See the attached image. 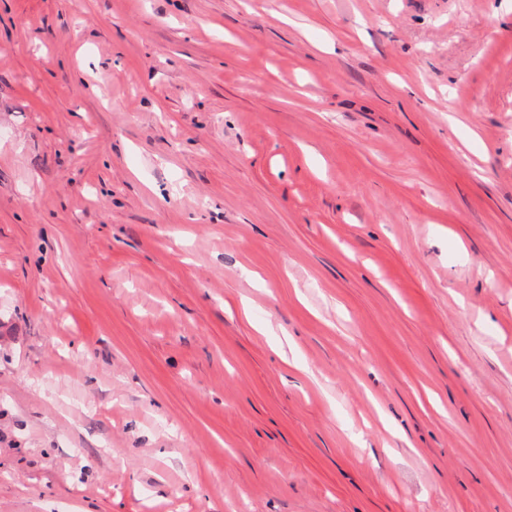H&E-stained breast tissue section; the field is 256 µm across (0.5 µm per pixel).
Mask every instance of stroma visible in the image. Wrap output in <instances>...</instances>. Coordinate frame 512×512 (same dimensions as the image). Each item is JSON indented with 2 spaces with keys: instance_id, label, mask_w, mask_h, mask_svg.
<instances>
[{
  "instance_id": "35a3bbf8",
  "label": "stroma",
  "mask_w": 512,
  "mask_h": 512,
  "mask_svg": "<svg viewBox=\"0 0 512 512\" xmlns=\"http://www.w3.org/2000/svg\"><path fill=\"white\" fill-rule=\"evenodd\" d=\"M0 512H512V0H0Z\"/></svg>"
}]
</instances>
